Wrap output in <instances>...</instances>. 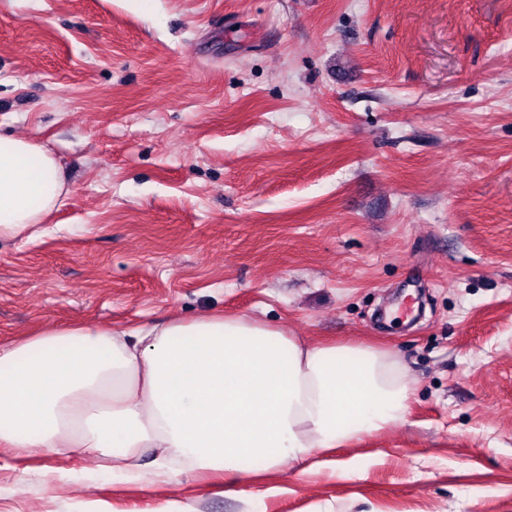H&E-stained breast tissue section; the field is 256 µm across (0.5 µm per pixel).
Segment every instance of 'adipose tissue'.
Listing matches in <instances>:
<instances>
[{"label": "adipose tissue", "mask_w": 512, "mask_h": 512, "mask_svg": "<svg viewBox=\"0 0 512 512\" xmlns=\"http://www.w3.org/2000/svg\"><path fill=\"white\" fill-rule=\"evenodd\" d=\"M69 193L44 145L0 135V241L44 235ZM411 391L391 352L310 345L255 318L54 325L0 343V447L78 448L126 482H232L247 460L273 471L388 430Z\"/></svg>", "instance_id": "adipose-tissue-1"}]
</instances>
